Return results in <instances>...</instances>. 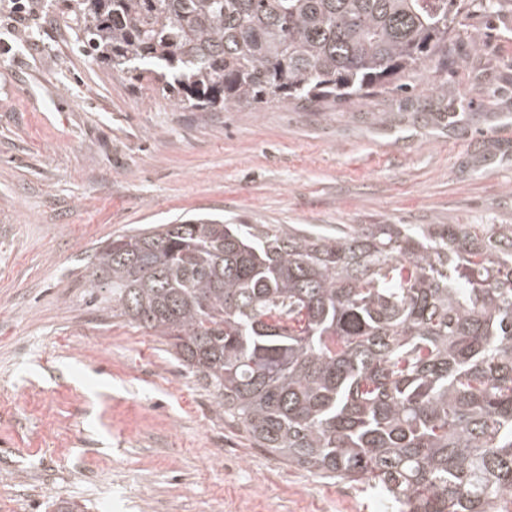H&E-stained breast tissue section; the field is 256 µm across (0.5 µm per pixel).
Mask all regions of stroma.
<instances>
[{
	"mask_svg": "<svg viewBox=\"0 0 512 512\" xmlns=\"http://www.w3.org/2000/svg\"><path fill=\"white\" fill-rule=\"evenodd\" d=\"M0 0V512H383L275 459L88 282L118 235L238 224H512V10L447 74L359 101L182 109L79 48L72 0ZM470 108L458 124L459 98Z\"/></svg>",
	"mask_w": 512,
	"mask_h": 512,
	"instance_id": "35a3bbf8",
	"label": "stroma"
}]
</instances>
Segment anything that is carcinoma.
Masks as SVG:
<instances>
[{
  "mask_svg": "<svg viewBox=\"0 0 512 512\" xmlns=\"http://www.w3.org/2000/svg\"><path fill=\"white\" fill-rule=\"evenodd\" d=\"M84 50L185 109L401 91L503 0H73ZM91 292L259 448L397 512H512V224L199 215L113 238Z\"/></svg>",
  "mask_w": 512,
  "mask_h": 512,
  "instance_id": "carcinoma-1",
  "label": "carcinoma"
}]
</instances>
